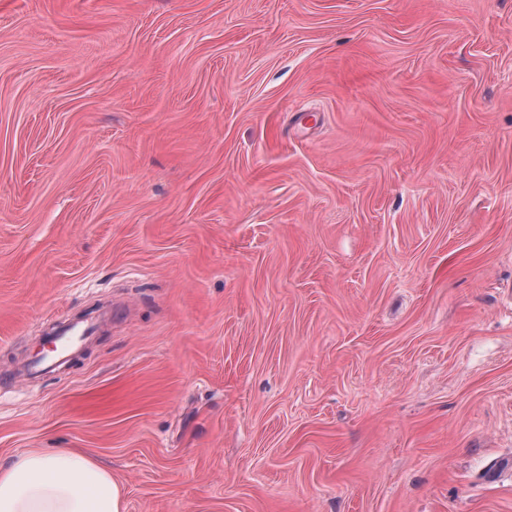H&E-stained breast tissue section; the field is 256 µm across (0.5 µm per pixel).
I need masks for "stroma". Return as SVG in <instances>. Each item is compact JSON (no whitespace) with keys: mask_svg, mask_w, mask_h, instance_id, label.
Segmentation results:
<instances>
[{"mask_svg":"<svg viewBox=\"0 0 512 512\" xmlns=\"http://www.w3.org/2000/svg\"><path fill=\"white\" fill-rule=\"evenodd\" d=\"M57 448L124 512H512V0H0V464ZM91 334L92 331L90 328L76 329L74 327H68L63 329L58 334L56 341L57 349H59V355L67 353L75 345L88 339Z\"/></svg>","mask_w":512,"mask_h":512,"instance_id":"obj_1","label":"stroma"}]
</instances>
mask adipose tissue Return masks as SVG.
Masks as SVG:
<instances>
[{"label":"adipose tissue","mask_w":512,"mask_h":512,"mask_svg":"<svg viewBox=\"0 0 512 512\" xmlns=\"http://www.w3.org/2000/svg\"><path fill=\"white\" fill-rule=\"evenodd\" d=\"M0 512H123V500L109 471L60 448L0 466Z\"/></svg>","instance_id":"1"}]
</instances>
